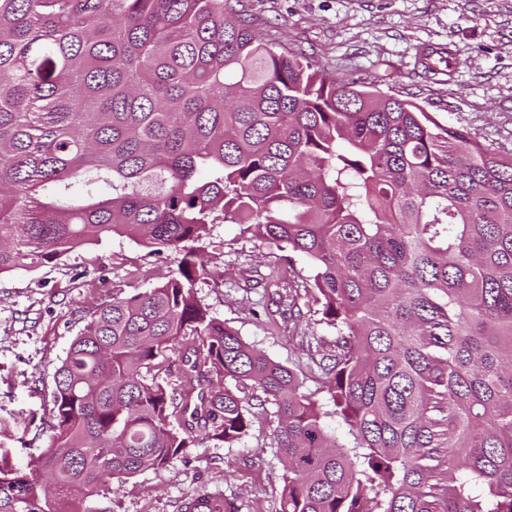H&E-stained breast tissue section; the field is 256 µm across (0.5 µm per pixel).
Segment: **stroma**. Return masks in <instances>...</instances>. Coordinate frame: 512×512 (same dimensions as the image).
I'll use <instances>...</instances> for the list:
<instances>
[{"label": "stroma", "mask_w": 512, "mask_h": 512, "mask_svg": "<svg viewBox=\"0 0 512 512\" xmlns=\"http://www.w3.org/2000/svg\"><path fill=\"white\" fill-rule=\"evenodd\" d=\"M239 11L279 44L303 51L319 69L351 73L372 90L411 100L440 123L512 149V0H240ZM452 47L448 75L429 79L420 56ZM201 258L206 273L197 297L246 342L305 376L321 353L313 302L287 323L264 309L267 274L310 271L305 258L283 260L239 225L214 224ZM179 256L110 236L46 266L0 274V448L22 467L51 433L54 374L90 315L114 293L131 295L166 281ZM273 415L254 418L246 436L227 446L199 439L158 470L129 478L120 491L101 486L85 495L86 512H180L203 494L232 499L240 512H278L283 466L273 447Z\"/></svg>", "instance_id": "35a3bbf8"}]
</instances>
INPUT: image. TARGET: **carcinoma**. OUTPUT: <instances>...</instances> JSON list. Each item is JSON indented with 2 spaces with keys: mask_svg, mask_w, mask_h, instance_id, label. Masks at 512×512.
<instances>
[{
  "mask_svg": "<svg viewBox=\"0 0 512 512\" xmlns=\"http://www.w3.org/2000/svg\"><path fill=\"white\" fill-rule=\"evenodd\" d=\"M221 221L308 261L264 288L290 314L318 295L331 408L196 297ZM114 235L182 258L73 340L49 444L0 456V512H84L72 490L237 442L269 405L279 512H512V151L323 72L231 0H0V274Z\"/></svg>",
  "mask_w": 512,
  "mask_h": 512,
  "instance_id": "carcinoma-1",
  "label": "carcinoma"
}]
</instances>
